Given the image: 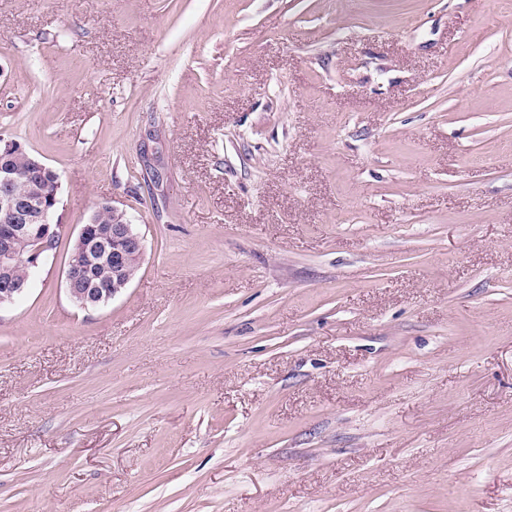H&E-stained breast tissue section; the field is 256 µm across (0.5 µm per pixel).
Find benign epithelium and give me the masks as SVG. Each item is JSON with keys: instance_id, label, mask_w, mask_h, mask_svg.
<instances>
[{"instance_id": "obj_1", "label": "benign epithelium", "mask_w": 512, "mask_h": 512, "mask_svg": "<svg viewBox=\"0 0 512 512\" xmlns=\"http://www.w3.org/2000/svg\"><path fill=\"white\" fill-rule=\"evenodd\" d=\"M22 152L20 144L0 139V222L5 224V232L0 235V307L13 303L26 291L24 283L14 278L15 270L21 265L38 268L60 236V225L51 223L58 202L56 193L31 197L15 191L16 172L10 161ZM75 245L86 266L102 262L112 267L110 288H97L87 282L80 270L66 269L67 293L85 311L100 309L101 302L125 290L131 282L127 267L144 255L143 240L133 225L114 224L102 231L95 215L82 225Z\"/></svg>"}]
</instances>
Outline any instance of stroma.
I'll return each mask as SVG.
<instances>
[{"instance_id":"1","label":"stroma","mask_w":512,"mask_h":512,"mask_svg":"<svg viewBox=\"0 0 512 512\" xmlns=\"http://www.w3.org/2000/svg\"><path fill=\"white\" fill-rule=\"evenodd\" d=\"M0 138L61 184L0 512H512V0H0ZM117 211L113 214L107 211L101 216V224L97 223V216L93 215L89 224H83L78 233L75 245L84 256V269L86 278L91 283L105 281L112 282L111 288H97L87 282L84 272L75 268H66L65 285L67 293L78 307L85 311H94L101 308L109 299L120 294L131 282V276H126L127 267L134 260H142L144 255L143 240L135 231L133 224H116L117 221H127L124 212L112 207L109 203L98 206L95 214L104 209ZM112 224V227L100 231V225ZM112 243V247H111ZM100 262L107 265L94 266ZM137 262L132 263L131 268L136 269ZM140 268L135 270L137 275ZM112 276V281L109 279Z\"/></svg>"}]
</instances>
